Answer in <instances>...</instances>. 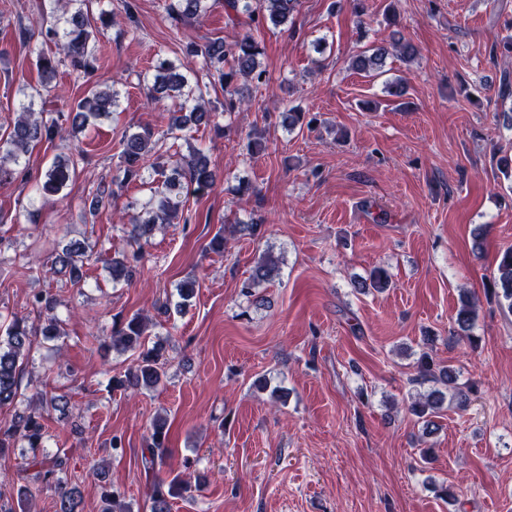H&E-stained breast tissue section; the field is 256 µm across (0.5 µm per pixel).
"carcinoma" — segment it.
<instances>
[{"instance_id": "cac0c4a2", "label": "carcinoma", "mask_w": 512, "mask_h": 512, "mask_svg": "<svg viewBox=\"0 0 512 512\" xmlns=\"http://www.w3.org/2000/svg\"><path fill=\"white\" fill-rule=\"evenodd\" d=\"M79 7L63 22L54 23L41 29L40 35L57 47V54L37 55L41 87L48 89L56 77L58 65L68 64L72 70L91 74L96 71V43L99 28L112 25V12H103L99 16L100 25L89 20L82 9L85 0H77ZM209 0H168L164 3L166 15L173 21L197 19L208 12ZM299 0H224V9L234 17H244L257 29L271 25L275 28L285 26L297 12ZM416 54V47L397 30L390 34L388 43L373 46L352 59V67L370 76L377 75V70L385 65L388 56L396 55L405 61ZM186 57L199 58L208 74L216 75L224 82V103L222 112L230 115L242 104V96L252 88H259L265 83L266 70L262 58L264 48L255 37L246 33L231 42L221 39L207 40L201 44L191 43L185 49ZM148 98L155 103H164L171 112L168 132L182 130L190 122L209 123L213 109L205 106L198 85L190 83L181 67L163 62L156 67L150 82L145 84ZM119 106V92L115 88L104 87L91 91L77 105L57 112V117L44 119V110L34 108V100L21 104L20 113L6 138L0 140V184L10 183L15 179L18 168L29 149L43 141L53 142L63 137L65 126L73 128L84 126L89 119L109 116ZM281 124L292 131L303 124L311 125L305 120L304 113L288 109L281 113ZM74 161L66 156H58L50 168L43 174L35 187L30 206L45 204L49 197L55 196L67 185ZM120 180L111 181L98 189L91 206L99 204L100 198L113 197L115 188L131 182H140L149 187L150 196L141 205L138 213L129 219L130 239L139 244L149 241L155 230L162 224L188 223L186 200L182 190L192 188V192L203 195L216 185L217 168L203 150L189 146V153L169 154L164 148L162 137L144 127L124 136L120 154ZM141 253L134 250L111 259L112 282L130 280L137 272ZM92 261V254L80 241H70L56 251L50 270L68 278L75 283L83 276L82 269ZM282 258L271 251H265L257 260L249 277L242 282L241 293L253 298L257 305L264 304V299L255 296L254 289L268 281L280 269ZM390 275L382 268L373 269L365 279L354 282L353 287L366 292L370 289L382 291L389 286ZM196 281L188 279L180 283L177 295L180 302L176 304L181 312L193 297ZM492 292L499 300L505 301L504 307L512 313V247L503 250L497 257L496 274L492 282ZM33 308L45 314L40 329L29 327L21 319H13L0 334V406L11 405L18 396L21 383L19 360L30 349L32 337L42 334L47 338L61 335L58 319L53 315L56 299L48 291L32 294ZM476 304L467 295L459 297L454 316L457 330L465 333V338L473 343L476 337L470 334L476 321ZM148 319L135 314L126 321L112 327V347L121 352H134V363L119 377L112 378V389L124 393L130 390L153 391L158 389L165 377V353L162 344L155 342L148 345ZM413 383L422 386L432 383L434 387L425 393L418 392L411 396L409 411L423 422L425 434L433 432L436 416L449 402L464 408L473 394L471 387L457 384V376L449 367L436 366L433 358L422 354L416 362V375ZM48 432L38 408L33 407L18 412L10 423L0 425V456L16 447L18 440H23L31 452L43 447ZM169 424L165 417L153 420L150 434L142 448L141 461L146 471H155L165 464ZM39 464V469L25 477L28 484L20 487L18 497L29 500L35 497V491L41 487L55 490L60 502V512H75L77 507L75 492L68 488L61 474L66 471V459L56 455L49 460L32 459ZM93 473L102 482V512H130L125 502V493L115 484L105 482L106 473L93 467ZM191 491L190 483L176 474L169 481L155 478L150 495L151 512H171L172 500L181 498Z\"/></svg>"}]
</instances>
